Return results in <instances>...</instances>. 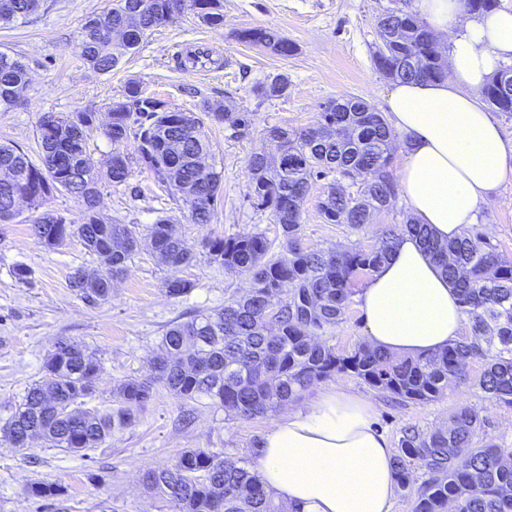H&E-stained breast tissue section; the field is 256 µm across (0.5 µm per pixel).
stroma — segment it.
<instances>
[{
  "label": "stroma",
  "instance_id": "stroma-1",
  "mask_svg": "<svg viewBox=\"0 0 512 512\" xmlns=\"http://www.w3.org/2000/svg\"><path fill=\"white\" fill-rule=\"evenodd\" d=\"M110 2L46 0L26 23L0 29V51L22 58L32 68V82L22 91L20 105L0 112V143L18 145L37 158L36 125L43 113L103 111L130 80L183 111L196 112L203 101L219 100L233 110L252 113L253 123L243 130L223 125L208 130L212 156L224 171L213 223H190L186 205L140 168L121 186L101 187L103 219L133 225L143 233L158 216L172 218L177 234L197 254L196 262L181 271L194 284L186 296L167 294L164 282L171 271L145 244L132 255L127 274L114 281L108 300L90 302L74 292L71 274L78 268L99 270L96 256L79 237L49 250L33 235V224L44 209L80 221L82 205L68 194L55 193L41 210L23 206L13 222L0 224V425L33 383L46 380L45 359L58 340L80 341L100 359L103 372L94 404L107 408L117 384L149 374L169 324L190 320L223 306L231 295L246 293L248 276L211 263L203 244L215 236L252 232L280 243L279 224L252 196L248 168L251 153L267 145L265 127L305 129L317 120L322 103L348 96L360 97L381 112L393 86L373 60L377 21L393 8V0H224L222 30L203 26L192 12H184L157 27L121 67L103 75L77 57L73 44L85 18L102 13ZM258 26L279 29L294 44V53L283 57L235 39V31ZM198 47L222 58L223 68L181 62L180 52ZM277 74L288 77L285 95L258 98L253 92L256 82ZM327 185V180L316 181L304 203V246L336 250L371 245L386 227L410 216L408 205L398 197L362 228L324 223L317 204ZM473 229L512 257V178L481 210ZM20 264L31 271L29 283L14 278L13 269ZM340 381L373 401L376 425L390 442H397L408 426L438 428L465 404L481 412L485 441L512 448V409L495 404L479 388L452 387L443 398L421 403L401 400L352 376H341ZM182 409L179 397L158 390L134 426L85 455L46 447L38 439L25 451L0 442V512H167L145 488V472L167 465L186 448L252 456L270 422L266 416L228 419L202 405L195 424L185 428L178 422ZM40 481L61 483L65 495L52 503L30 497L28 487Z\"/></svg>",
  "mask_w": 512,
  "mask_h": 512
}]
</instances>
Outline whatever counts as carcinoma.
<instances>
[{"mask_svg": "<svg viewBox=\"0 0 512 512\" xmlns=\"http://www.w3.org/2000/svg\"><path fill=\"white\" fill-rule=\"evenodd\" d=\"M141 2L112 0L109 11L88 16L75 44L77 56L94 71L110 74L155 28L186 7L208 28H224V0H151L148 15L138 12ZM398 3V34L377 44L376 69L392 81L444 78V62L432 55L428 22L409 8L408 0ZM43 6L44 0H0V28L14 26ZM110 27L119 28L122 37L113 40L101 34ZM235 38L282 56L295 51L294 44L270 26L238 30ZM276 79L281 87L266 79L256 85L257 95L281 96L288 77ZM29 80V64L0 52L1 112L20 104ZM480 94L492 108L512 115V69L496 72ZM106 112L107 122L101 126L95 111L41 115L36 130L39 165L14 145L0 143V218L9 217L20 200L39 208L54 191L81 202V223L46 211L35 224V235L48 249L78 236L99 260L100 270L88 274L75 269L71 287L88 300L101 301L111 296L112 282L128 271L140 236L129 224L100 218L99 187L124 184L136 162L181 198L192 223L210 224L220 202L223 171L207 162L211 149L206 124L239 129L252 123L251 113L226 112L220 101H203L198 113L170 106L158 109L133 80L127 82L123 98L108 103ZM98 128L116 146L104 159L96 158L88 146L90 133ZM265 135L288 144L284 174L277 158L260 149L249 159L255 199L282 229L280 250L271 252L272 244L261 233L216 237L206 244L210 261L249 276L247 294L170 324L150 376L119 384L112 407L105 411L88 406L101 361L78 341L57 342L45 362L49 381L28 388L0 428L1 441L22 450L36 438L72 452L99 448L135 423L159 387L190 404L180 415L187 425L194 419V405L203 400L229 417L252 419L297 402L312 385L338 374L355 376L412 402L435 401L450 384L476 385L495 403L512 409V259L495 251L483 235L467 232L441 242L428 225L410 218L386 229L372 248L325 252L303 246L302 207L314 180L334 175L318 202L327 224L362 227L395 200L389 171L395 133L383 113L358 97L342 104L331 99L322 105L314 125L300 132L268 126ZM130 140L135 143L133 157L119 150ZM361 171L362 187L353 194L344 181ZM404 233L419 238L448 274L468 333L442 350L416 357H397L368 343L347 354L336 352L322 337L344 320L354 280L377 270ZM147 239L153 254L172 271L166 282L169 296L190 292L193 283L177 272L193 262L194 254L175 233L172 219L158 217L148 227ZM479 361L480 373L471 374V365ZM483 426L479 411L464 406L444 429L402 431L395 454L400 489H409L413 463L425 467L410 512H512V448L478 442ZM144 483L169 502L173 512H215L219 504L223 512H288L262 484L254 459H231L222 451L186 448L171 464L148 471ZM28 493L52 500L63 488L57 482H41Z\"/></svg>", "mask_w": 512, "mask_h": 512, "instance_id": "carcinoma-1", "label": "carcinoma"}]
</instances>
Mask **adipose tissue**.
Here are the masks:
<instances>
[{
    "label": "adipose tissue",
    "instance_id": "adipose-tissue-1",
    "mask_svg": "<svg viewBox=\"0 0 512 512\" xmlns=\"http://www.w3.org/2000/svg\"><path fill=\"white\" fill-rule=\"evenodd\" d=\"M435 33L447 36L448 76L396 84L386 99L398 134L399 192L417 223L446 241L475 223L512 176L506 139L477 95L512 59V11L465 17L461 0H417ZM370 344L398 356L447 347L462 331L457 291L419 239L405 235L357 296ZM376 407L342 385L275 417L257 470L289 512H390L394 451L374 425Z\"/></svg>",
    "mask_w": 512,
    "mask_h": 512
}]
</instances>
